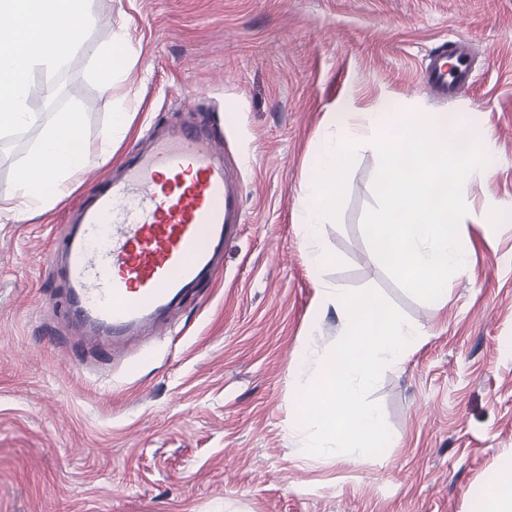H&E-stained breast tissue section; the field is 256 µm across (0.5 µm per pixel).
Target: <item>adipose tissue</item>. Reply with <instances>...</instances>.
Instances as JSON below:
<instances>
[{"instance_id": "adipose-tissue-1", "label": "adipose tissue", "mask_w": 512, "mask_h": 512, "mask_svg": "<svg viewBox=\"0 0 512 512\" xmlns=\"http://www.w3.org/2000/svg\"><path fill=\"white\" fill-rule=\"evenodd\" d=\"M90 21L89 0H0V135L34 128L38 134L27 152L22 170L34 178H18L7 209L15 221L45 212L49 198L69 191L85 169L90 145L77 112H57L51 118L29 109L31 88L27 80L11 79L14 71L61 66L78 47V38ZM52 195V196H53Z\"/></svg>"}]
</instances>
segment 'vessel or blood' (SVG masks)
Instances as JSON below:
<instances>
[{"mask_svg":"<svg viewBox=\"0 0 512 512\" xmlns=\"http://www.w3.org/2000/svg\"><path fill=\"white\" fill-rule=\"evenodd\" d=\"M465 38L423 72L426 84L454 95L473 72ZM238 191L217 154V135L195 127L158 140L104 182L78 223L64 228L69 295L65 315L92 327L98 349L156 323L181 303L224 248L238 223Z\"/></svg>","mask_w":512,"mask_h":512,"instance_id":"obj_1","label":"vessel or blood"}]
</instances>
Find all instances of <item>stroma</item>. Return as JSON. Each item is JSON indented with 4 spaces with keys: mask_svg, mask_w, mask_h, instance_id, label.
<instances>
[{
    "mask_svg": "<svg viewBox=\"0 0 512 512\" xmlns=\"http://www.w3.org/2000/svg\"><path fill=\"white\" fill-rule=\"evenodd\" d=\"M80 48L52 79L101 146L112 114L134 133L92 155L75 190L23 222L0 216V512H479L512 473V221L459 228L470 261L448 296L414 299L362 233L379 157L359 146L338 221L314 269L298 222L331 106L457 114L484 134L492 174L466 179L474 211L512 202V0H90ZM466 35L474 85L448 96L421 75ZM126 36L133 68L104 92L94 52ZM224 137L240 224L214 276L162 327L107 355L56 317L67 292L55 237L99 178L163 131ZM34 132L0 139V201ZM378 288L428 335L370 393L391 431L376 457L297 456L295 392L316 380L341 322L322 285Z\"/></svg>",
    "mask_w": 512,
    "mask_h": 512,
    "instance_id": "stroma-1",
    "label": "stroma"
}]
</instances>
